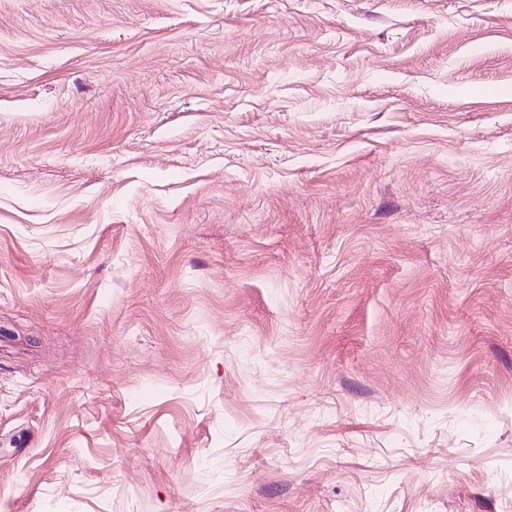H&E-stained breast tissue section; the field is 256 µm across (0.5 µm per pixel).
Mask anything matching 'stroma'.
Returning a JSON list of instances; mask_svg holds the SVG:
<instances>
[{
  "label": "stroma",
  "mask_w": 512,
  "mask_h": 512,
  "mask_svg": "<svg viewBox=\"0 0 512 512\" xmlns=\"http://www.w3.org/2000/svg\"><path fill=\"white\" fill-rule=\"evenodd\" d=\"M0 512H512V0H0Z\"/></svg>",
  "instance_id": "stroma-1"
}]
</instances>
